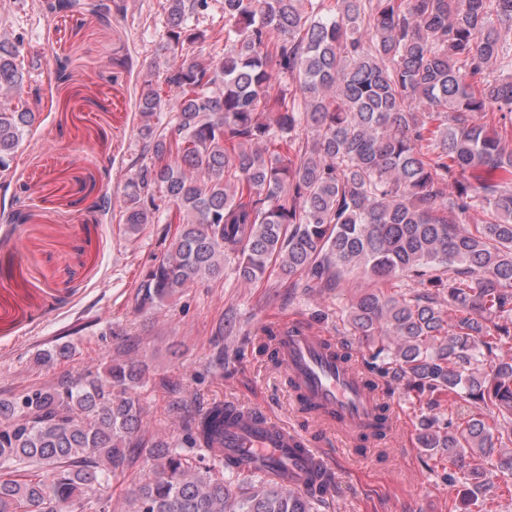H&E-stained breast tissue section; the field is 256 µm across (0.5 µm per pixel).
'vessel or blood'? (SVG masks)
Masks as SVG:
<instances>
[{"instance_id": "vessel-or-blood-1", "label": "vessel or blood", "mask_w": 512, "mask_h": 512, "mask_svg": "<svg viewBox=\"0 0 512 512\" xmlns=\"http://www.w3.org/2000/svg\"><path fill=\"white\" fill-rule=\"evenodd\" d=\"M273 349L280 367L306 403L345 436L359 433L381 415V401L358 368L337 357L328 338L294 322L279 326ZM224 457L279 472L296 490H305L323 463L319 449L290 424L270 414L236 409L224 423Z\"/></svg>"}]
</instances>
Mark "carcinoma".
<instances>
[{
	"mask_svg": "<svg viewBox=\"0 0 512 512\" xmlns=\"http://www.w3.org/2000/svg\"><path fill=\"white\" fill-rule=\"evenodd\" d=\"M164 78L148 84L139 135L151 154L125 186L123 224L141 233L175 213L170 243L142 276V308L220 279L237 258L246 283L271 267L337 288L358 270L380 283L426 282L434 298L362 293L347 323L368 347L367 384H400L423 402L416 444L445 457L441 479L458 512L487 507L492 465L512 481V146L494 112L512 113V0H224L222 54L184 50L205 39L188 22L209 0H166ZM22 42L0 40V173L36 119L23 101ZM479 113L485 121L475 120ZM82 184L71 205L87 203ZM136 365L79 374L0 399V512H106L108 488L137 450L153 460L125 512H318L329 479L303 492L224 466V402L190 415L187 447L140 432ZM471 407L444 418L443 407Z\"/></svg>",
	"mask_w": 512,
	"mask_h": 512,
	"instance_id": "cac0c4a2",
	"label": "carcinoma"
}]
</instances>
